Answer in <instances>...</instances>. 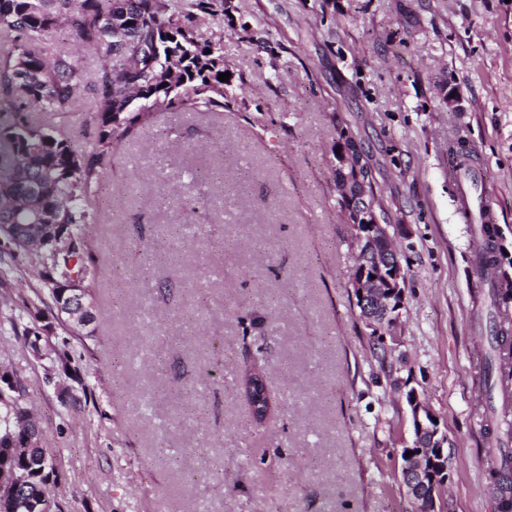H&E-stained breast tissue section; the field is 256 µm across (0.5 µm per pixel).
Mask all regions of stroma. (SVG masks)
<instances>
[{"label": "stroma", "instance_id": "35a3bbf8", "mask_svg": "<svg viewBox=\"0 0 512 512\" xmlns=\"http://www.w3.org/2000/svg\"><path fill=\"white\" fill-rule=\"evenodd\" d=\"M229 107L150 113L116 139L84 236L89 331L36 357L27 286L0 282V364L25 385L59 512H411L408 391L447 431L450 512H496L499 447L481 369L491 302L474 271L491 224L512 276V0H224ZM95 82L105 61L48 36ZM362 145L407 272L400 343L378 361L351 278L332 148ZM469 155L472 177L455 164ZM260 364L274 411L239 386ZM81 399L72 408V399Z\"/></svg>", "mask_w": 512, "mask_h": 512}]
</instances>
